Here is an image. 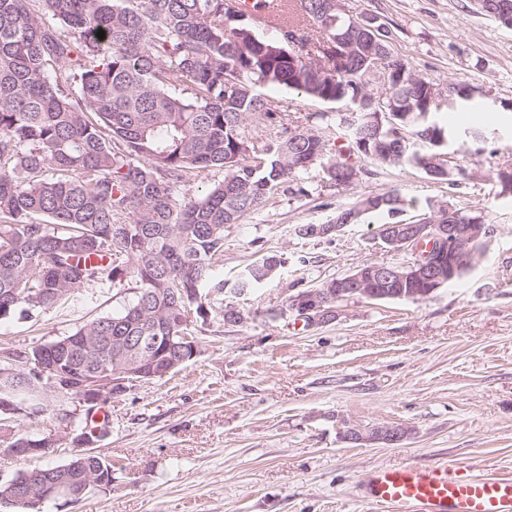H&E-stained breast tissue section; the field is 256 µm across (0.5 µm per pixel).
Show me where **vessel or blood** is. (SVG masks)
Instances as JSON below:
<instances>
[{
    "instance_id": "1",
    "label": "vessel or blood",
    "mask_w": 512,
    "mask_h": 512,
    "mask_svg": "<svg viewBox=\"0 0 512 512\" xmlns=\"http://www.w3.org/2000/svg\"><path fill=\"white\" fill-rule=\"evenodd\" d=\"M244 4L263 24L280 18L279 0ZM359 491L377 512H512V477L472 475L451 463L378 470L361 481Z\"/></svg>"
}]
</instances>
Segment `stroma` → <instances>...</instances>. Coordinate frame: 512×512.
I'll list each match as a JSON object with an SVG mask.
<instances>
[{
	"label": "stroma",
	"instance_id": "35a3bbf8",
	"mask_svg": "<svg viewBox=\"0 0 512 512\" xmlns=\"http://www.w3.org/2000/svg\"><path fill=\"white\" fill-rule=\"evenodd\" d=\"M350 15L393 28V52L447 87L464 80L490 92L496 134L460 158L464 177L437 181L414 167L376 169L353 187L313 169L302 194L284 192L224 228L217 274L233 281L273 256L275 275L249 294L225 291L244 315L195 322L198 353L162 380L113 395L110 433L91 449L112 463V485L41 512H372L359 482L404 464L455 462L467 473L512 475V201L492 170L512 165V27L473 12L470 0H343ZM293 126L312 112H346L285 87L266 88ZM398 192L426 209L487 206L482 256L459 281L419 302L352 299L330 323L306 327L287 299L367 262H403L380 248L377 226L350 224L305 237L337 206ZM123 286L84 293L63 312L1 321L0 351L20 352L112 313ZM396 425L398 444L346 443L348 428Z\"/></svg>",
	"mask_w": 512,
	"mask_h": 512
}]
</instances>
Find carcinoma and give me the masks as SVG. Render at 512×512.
<instances>
[{
	"label": "carcinoma",
	"mask_w": 512,
	"mask_h": 512,
	"mask_svg": "<svg viewBox=\"0 0 512 512\" xmlns=\"http://www.w3.org/2000/svg\"><path fill=\"white\" fill-rule=\"evenodd\" d=\"M351 17L326 18L324 0H299L292 18L256 35L254 17L224 8V0H0V321L33 320L69 304L89 288L127 283L120 309L70 334L16 352L0 367L16 364L9 386L17 402L52 405L63 394L37 365L54 360L78 375L112 370L141 357L155 370L192 360L182 337L194 336L193 321L216 308L222 321L240 323L233 306H214L224 295L215 264L224 253V226L237 224L283 188L305 192V175L316 165L338 188L359 181L363 164L402 169L414 166L446 181L433 160L449 148L465 152L487 139L482 127L463 134L431 121L426 86L410 63L392 62L401 80L385 87L364 82L362 48L339 54L327 48L348 29ZM104 30V38L97 37ZM297 37L291 58L288 39ZM284 86L319 100L343 98L352 111L338 149L321 132L327 114L307 116L292 127L278 102L255 91ZM472 85L448 87V112H481ZM384 97L389 119L379 127L366 116L370 98ZM253 129L275 131L260 152ZM399 143L397 151L365 149ZM222 181L200 196L184 187L212 170ZM498 196L512 197V167L496 169ZM358 208L359 222L374 214L404 212L391 192L366 196L336 210L343 224ZM478 256L447 252L448 283L461 279ZM275 258L245 266L234 290L250 292L269 280ZM189 304L193 320L179 321ZM77 435L109 432L90 409H58ZM33 419L0 423L10 437L5 448L45 451L54 444L32 432ZM96 473L99 488L112 487V463L84 450L67 462L52 461L0 481V500L18 489L74 484Z\"/></svg>",
	"instance_id": "cac0c4a2"
}]
</instances>
